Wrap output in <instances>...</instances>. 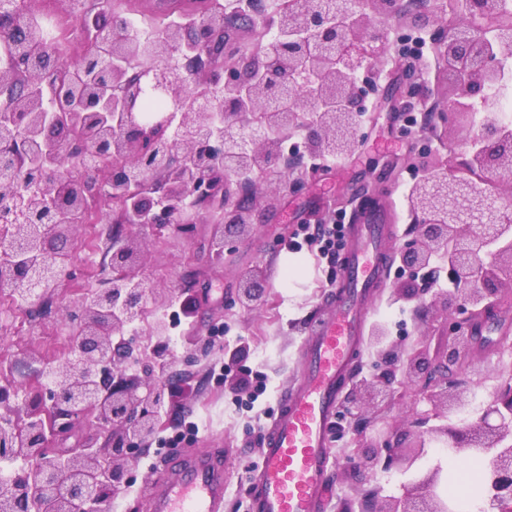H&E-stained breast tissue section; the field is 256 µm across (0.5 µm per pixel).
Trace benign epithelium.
I'll return each instance as SVG.
<instances>
[{"label": "benign epithelium", "instance_id": "obj_1", "mask_svg": "<svg viewBox=\"0 0 512 512\" xmlns=\"http://www.w3.org/2000/svg\"><path fill=\"white\" fill-rule=\"evenodd\" d=\"M247 14L240 0L226 11L219 0L191 24L172 25L149 54L137 52L127 28L100 11H86L81 39L97 71L72 84V111H50L49 74L24 52L17 32L0 24V39L15 47L0 59V90L18 83L17 94L0 104V292L40 297L44 284H56L62 272L58 244L82 217L89 197H116L121 202L112 233V277L69 311L74 328L73 354L51 370L45 385L51 406L35 392L23 419L0 420V457L21 462L19 471L0 489V512H101V507L130 483L131 471L163 429L172 387L195 363L192 355L153 350L150 372L162 367L167 379L151 382L136 374L142 363L130 341H114L141 320L151 305L163 302L161 290L146 289L134 271L131 234L141 224H156L184 234L187 214L224 211L225 232L258 223L259 183L249 176L275 168L288 176L304 158L354 152L362 137L361 117L371 89L359 74L383 53V44L368 36L383 15L400 12L399 0H301L299 8L261 18L257 3ZM468 25L450 35L440 3L426 7L436 25L430 42L448 61L455 86L440 111L430 118L448 127V114L481 113V123L466 139L464 166L473 174L458 179L448 165L429 170L411 186L408 211L416 235L399 250L402 265L414 273L441 261L456 290L441 301L456 315L448 342L435 359L424 349L406 353L390 340L385 324H373L369 345L383 370L353 383L346 394L348 411L360 420L366 404L391 398V379L413 384L428 378L426 398L441 404L444 423L404 450L389 442L387 464L413 473L406 495L385 507L369 501L367 512H455L436 489L442 469L421 468L426 441L441 442L456 452L480 453L485 459L484 500L487 512H512V385L499 386L474 419L472 398L454 379L473 325L492 318L502 304L500 290L512 286V195L490 191L487 183L512 178V125L500 121V99L512 94V29L491 25L502 0H462ZM236 15L271 39L262 57L245 71L218 68L215 59L235 41L228 19ZM312 42L315 49L294 58L292 92L272 87L283 39ZM403 82L399 111L425 104V86L413 61L396 60ZM149 96L164 100L159 112L143 110ZM307 115L305 153L284 155L282 132ZM74 120L79 133L47 137L53 126ZM22 165L33 178L26 186L15 176ZM260 278L245 281L242 303L258 304L265 292ZM81 419L105 436L102 447L72 448L49 444L48 435L70 430Z\"/></svg>", "mask_w": 512, "mask_h": 512}]
</instances>
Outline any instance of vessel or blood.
<instances>
[{
  "label": "vessel or blood",
  "mask_w": 512,
  "mask_h": 512,
  "mask_svg": "<svg viewBox=\"0 0 512 512\" xmlns=\"http://www.w3.org/2000/svg\"><path fill=\"white\" fill-rule=\"evenodd\" d=\"M382 228L368 215L350 229L336 281V305L313 323L300 375L281 396L264 435L262 466L250 479L252 512H323L329 496L327 435L354 370L373 290L387 269ZM151 512H224V455L194 450L165 467L149 492Z\"/></svg>",
  "instance_id": "1"
}]
</instances>
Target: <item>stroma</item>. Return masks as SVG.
<instances>
[{"label": "stroma", "mask_w": 512, "mask_h": 512, "mask_svg": "<svg viewBox=\"0 0 512 512\" xmlns=\"http://www.w3.org/2000/svg\"><path fill=\"white\" fill-rule=\"evenodd\" d=\"M188 0H122L118 15L142 19L173 20L192 14ZM399 71L386 65L373 98L377 107L363 117V137L356 150L330 167L307 172V186L297 193L277 191L261 181L258 205L264 206L261 224L246 228L238 238L225 240L220 217L201 213L190 232L173 236L153 224L133 233L138 247L136 271L146 287L168 289L180 301H192V316L171 321V349L182 355L193 342H208L210 353L190 369L189 394L174 399L161 438L182 435L181 449L220 448L224 451V512H251L249 480L262 460L261 429L267 428L279 407V396L294 382L299 371V352L316 320L332 307L328 283L331 265L320 253L319 242L293 252L287 247L301 227L316 228L337 220L350 221L351 193L370 180L374 163L387 162L395 179L380 199L394 236L384 238L388 268L374 300L372 321L386 323L390 338L405 350L420 345L437 349L448 337V313L441 305L419 306L395 294L397 284L412 279L401 267L396 250L409 239L413 219L401 199L424 174L422 152L431 149L432 163L461 165L468 118L453 116L447 130L409 129L407 117L394 111L387 91L396 84ZM112 204L96 205L93 223L75 226L64 244L69 259L65 276L42 299L21 302L0 293V417L18 413L24 393L43 387L45 365L61 363L69 354L67 313L86 292L103 287L112 275ZM303 263L298 277L282 283L280 263ZM255 270L266 281L257 307L238 299L240 275ZM502 307L494 318L481 322L480 337L459 372L460 380H472L479 369L489 370L484 384L475 387L473 405L489 401L494 388L512 379V357H503L512 344V289L502 292ZM232 364L228 378L220 369ZM392 400L367 408V423L356 428L351 417L330 428V469L334 482L325 512L358 508L366 494L378 502L403 497L410 475L402 468L354 469L352 451L361 456L381 453L385 441L400 447L414 446L417 418L435 419L437 410L420 387L394 381ZM199 423L191 433L190 423ZM150 448L136 464L134 481L113 498L114 512H146L144 503L155 478L154 463L162 461Z\"/></svg>", "instance_id": "obj_1"}]
</instances>
